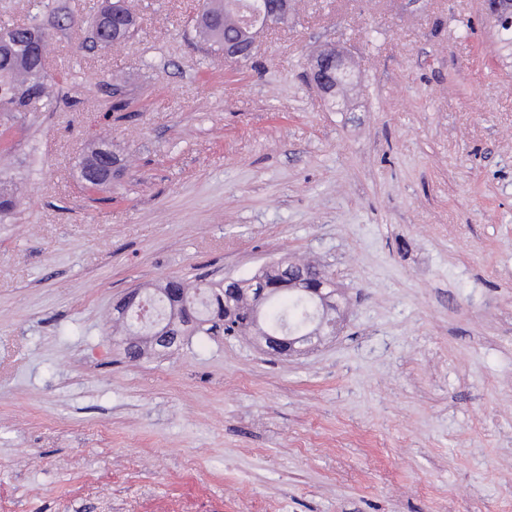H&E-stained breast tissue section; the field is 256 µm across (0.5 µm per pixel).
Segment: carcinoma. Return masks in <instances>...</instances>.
<instances>
[{"instance_id":"1","label":"carcinoma","mask_w":512,"mask_h":512,"mask_svg":"<svg viewBox=\"0 0 512 512\" xmlns=\"http://www.w3.org/2000/svg\"><path fill=\"white\" fill-rule=\"evenodd\" d=\"M195 33L208 43L210 52L224 51V39L232 32L224 28V0H205L201 8V20L193 23ZM28 46L24 37H19L0 52V84H6L4 101L10 108L0 106V112H28L50 105L47 93V76L36 77L33 65L28 62ZM111 148L102 140L92 146L80 161V171L90 170L99 173L104 164L103 155ZM18 206L14 193L0 179V221L10 215ZM312 282L326 277V273L312 265H296L286 261H272L264 265L256 276L275 285L264 298L260 311H255V299L251 279H230L189 285L176 277L166 278L154 285L159 290V303L167 312L188 297L200 295L194 301L192 320L179 316L165 324L166 336L155 343L147 344L138 337L147 334L132 316L126 314L137 307V303L127 309H113V322L129 337L125 342L128 358L136 360L148 350H177L185 337L199 334H213L223 331L226 336L250 333L260 336L268 333L282 336L288 332L296 334L314 330L325 333L328 325H320L318 311L310 295L288 287V284L301 276Z\"/></svg>"}]
</instances>
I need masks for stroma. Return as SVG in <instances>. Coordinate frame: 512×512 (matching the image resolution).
Instances as JSON below:
<instances>
[{
  "mask_svg": "<svg viewBox=\"0 0 512 512\" xmlns=\"http://www.w3.org/2000/svg\"><path fill=\"white\" fill-rule=\"evenodd\" d=\"M0 0L49 36L51 110L0 115V512H512V47L481 0H292L244 65L196 0ZM355 87L309 81L324 46ZM128 99L114 111V74ZM111 143V184L77 162ZM329 272L293 358L190 337L126 359L112 308L168 277ZM100 2L98 12L104 19L121 17L125 21L127 28L135 27L136 17L127 6L125 0H101Z\"/></svg>",
  "mask_w": 512,
  "mask_h": 512,
  "instance_id": "stroma-1",
  "label": "stroma"
}]
</instances>
